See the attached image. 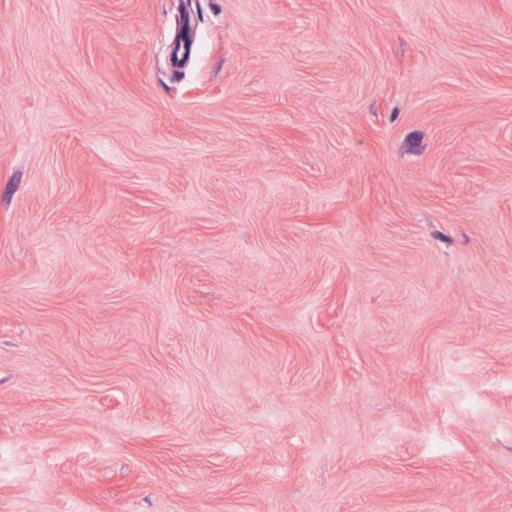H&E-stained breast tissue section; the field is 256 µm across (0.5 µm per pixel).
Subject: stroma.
Masks as SVG:
<instances>
[{"label":"stroma","mask_w":512,"mask_h":512,"mask_svg":"<svg viewBox=\"0 0 512 512\" xmlns=\"http://www.w3.org/2000/svg\"><path fill=\"white\" fill-rule=\"evenodd\" d=\"M0 512H512V0H0Z\"/></svg>","instance_id":"35a3bbf8"}]
</instances>
